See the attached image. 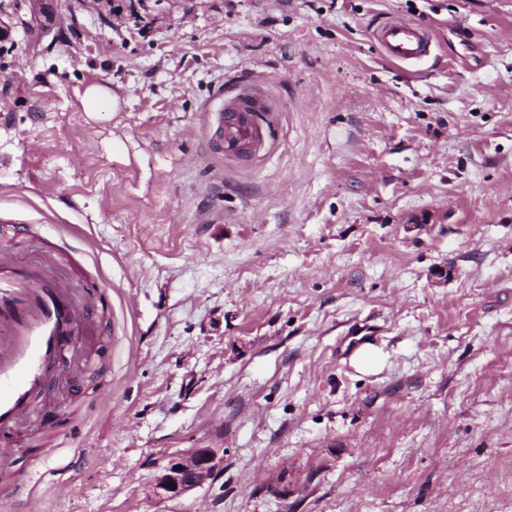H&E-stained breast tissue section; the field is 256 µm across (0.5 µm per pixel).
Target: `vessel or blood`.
Returning a JSON list of instances; mask_svg holds the SVG:
<instances>
[{
  "label": "vessel or blood",
  "mask_w": 512,
  "mask_h": 512,
  "mask_svg": "<svg viewBox=\"0 0 512 512\" xmlns=\"http://www.w3.org/2000/svg\"><path fill=\"white\" fill-rule=\"evenodd\" d=\"M372 37L388 58L417 63L432 54L430 33L421 25L385 17ZM269 109L262 90L239 82L224 88L211 110L212 140L228 157L256 153L265 146L261 113ZM31 259L18 265L17 248ZM58 253L40 249L27 236L16 235L0 249V448L19 445L20 425L60 368L87 315L105 296L96 284H81L76 295L61 286Z\"/></svg>",
  "instance_id": "obj_1"
}]
</instances>
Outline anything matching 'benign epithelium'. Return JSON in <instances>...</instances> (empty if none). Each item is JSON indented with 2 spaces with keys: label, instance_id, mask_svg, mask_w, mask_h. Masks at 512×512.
Segmentation results:
<instances>
[{
  "label": "benign epithelium",
  "instance_id": "7a95c632",
  "mask_svg": "<svg viewBox=\"0 0 512 512\" xmlns=\"http://www.w3.org/2000/svg\"><path fill=\"white\" fill-rule=\"evenodd\" d=\"M217 456L216 448H195L170 459L155 485L156 494L177 497L200 486L213 476ZM170 482L175 488L168 487Z\"/></svg>",
  "mask_w": 512,
  "mask_h": 512
}]
</instances>
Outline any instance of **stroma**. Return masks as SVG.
<instances>
[{"mask_svg": "<svg viewBox=\"0 0 512 512\" xmlns=\"http://www.w3.org/2000/svg\"><path fill=\"white\" fill-rule=\"evenodd\" d=\"M119 2L0 0V226L109 302L0 512H512V0ZM242 76L271 135L227 159ZM193 448L213 478L155 495ZM371 34L386 56L395 62L417 63L432 54L430 33L413 21L387 16ZM211 112L214 145L225 157L256 153L265 146L266 132L261 113L269 110L262 90L256 84L239 82L225 87ZM80 103L84 112H118L121 109L119 96L99 84L86 87Z\"/></svg>", "mask_w": 512, "mask_h": 512, "instance_id": "stroma-1", "label": "stroma"}]
</instances>
